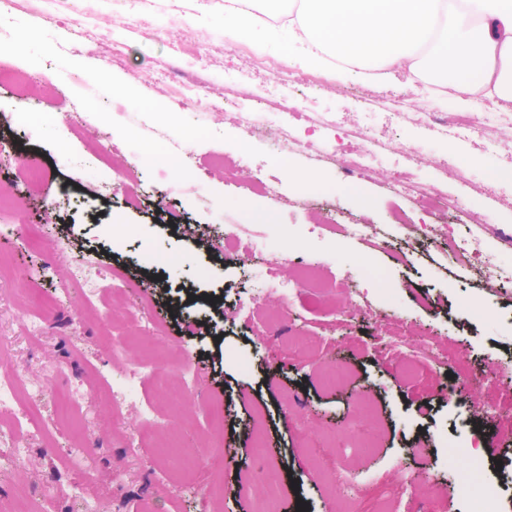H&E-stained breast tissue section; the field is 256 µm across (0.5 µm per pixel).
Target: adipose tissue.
<instances>
[{
  "mask_svg": "<svg viewBox=\"0 0 512 512\" xmlns=\"http://www.w3.org/2000/svg\"><path fill=\"white\" fill-rule=\"evenodd\" d=\"M288 0H225V34L257 46L277 39L257 10ZM292 63L334 69L337 79L387 82L410 74L465 94L488 89L512 101V0H299L288 24Z\"/></svg>",
  "mask_w": 512,
  "mask_h": 512,
  "instance_id": "ef3b65f1",
  "label": "adipose tissue"
}]
</instances>
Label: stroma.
I'll return each mask as SVG.
<instances>
[{"label": "stroma", "instance_id": "35a3bbf8", "mask_svg": "<svg viewBox=\"0 0 512 512\" xmlns=\"http://www.w3.org/2000/svg\"><path fill=\"white\" fill-rule=\"evenodd\" d=\"M70 3L65 14L0 12V51L28 79L22 88L0 79V194L44 231L36 249L20 234L0 238V258L49 293L74 261L95 254L103 272L127 276L113 314L141 318L149 297L168 326L113 357L111 341L75 294L49 314L33 347L21 335L25 311L13 285L0 279V348L9 351L0 366L60 369L51 391L35 400L55 426L31 440L28 464L15 466L0 447V512H88L91 498L96 512H133L146 498L152 512H252L262 492L253 456L259 429L269 465L281 472L282 512H338L341 493L315 475V460L330 455L359 486L357 512H374L382 487L399 482L406 491L398 512H423L426 503L432 512H469L457 490L467 458L446 462L453 443L480 449L487 480L502 505H512V283L461 276L449 240L426 230L446 224L451 240L478 235L496 247L486 220L512 226V125L501 124L489 140L441 139L429 121L404 125L379 107L386 99L410 112L459 111L421 80L371 90L289 66L292 86L282 89L273 72L295 50L287 24L263 49L250 35L225 36L224 0ZM25 112L40 122L25 125ZM282 112H319L340 129L372 124L387 147L361 177L342 158L280 150L263 128ZM169 135L190 156L175 174L154 160ZM114 144L139 185L137 201L111 161L97 157ZM414 145L413 165L407 152ZM221 156L235 178L225 177ZM458 158L465 168L447 171ZM29 159L44 171L41 184L24 178ZM407 173L447 190L463 213L431 212L394 196L392 185ZM299 174L318 175L322 187L300 188ZM258 178L277 184L281 202L250 190ZM249 222L261 225L263 237L248 259L215 247L225 225ZM332 224H384L388 233L371 249L333 235ZM409 224L417 227L410 237ZM62 236L69 251L56 248ZM282 253V276L296 277L305 260L342 286L320 294L317 310L298 297L291 303L294 335L316 347L308 362L289 354L287 338L258 335L249 308L254 301L272 312L281 307L265 286L268 259ZM349 290L366 301L347 302ZM430 342L444 350L441 364L410 366ZM145 350L176 351L175 373L195 380L187 401L163 406L193 452L205 453L210 418L223 414V499L199 480L170 504L174 480L189 473L176 466L164 475L147 455L160 437L135 415L115 418L98 400L79 418L56 422V390L77 387L95 371L121 376ZM491 359L499 369L488 367ZM328 363L347 368L344 385L323 383L319 367ZM353 423L365 424L374 447L333 453L337 434ZM78 433L90 446L85 460L71 454ZM418 472L427 476L420 485L411 480Z\"/></svg>", "mask_w": 512, "mask_h": 512}]
</instances>
